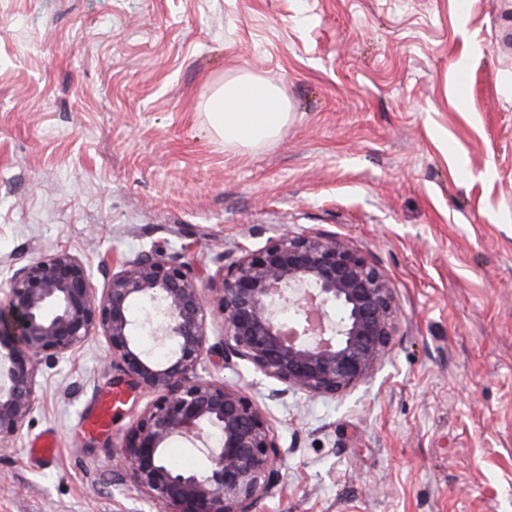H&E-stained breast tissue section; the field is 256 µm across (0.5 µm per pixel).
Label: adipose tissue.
I'll return each instance as SVG.
<instances>
[{
  "instance_id": "1",
  "label": "adipose tissue",
  "mask_w": 512,
  "mask_h": 512,
  "mask_svg": "<svg viewBox=\"0 0 512 512\" xmlns=\"http://www.w3.org/2000/svg\"><path fill=\"white\" fill-rule=\"evenodd\" d=\"M289 118L282 91L247 73L225 81L210 103L213 130L223 135L225 144L237 148H251L275 139Z\"/></svg>"
}]
</instances>
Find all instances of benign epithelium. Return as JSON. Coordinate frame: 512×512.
Returning a JSON list of instances; mask_svg holds the SVG:
<instances>
[{"instance_id":"obj_1","label":"benign epithelium","mask_w":512,"mask_h":512,"mask_svg":"<svg viewBox=\"0 0 512 512\" xmlns=\"http://www.w3.org/2000/svg\"><path fill=\"white\" fill-rule=\"evenodd\" d=\"M224 260L209 299L194 265L158 251L112 273L98 299L86 265L67 251L15 269L0 299V447L36 406L38 365L100 335L116 381L152 396L121 446L122 480L161 512H257L283 479L287 451L247 391L198 373L215 349L208 318L221 322L224 362L244 360L288 391L336 396L373 378L400 309L385 272L336 233L285 228ZM146 301L159 319L138 323L131 310ZM146 329L172 344L163 358L141 346ZM210 435L206 470L166 461L174 440Z\"/></svg>"}]
</instances>
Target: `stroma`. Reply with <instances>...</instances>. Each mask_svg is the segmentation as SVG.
<instances>
[{
  "instance_id": "stroma-1",
  "label": "stroma",
  "mask_w": 512,
  "mask_h": 512,
  "mask_svg": "<svg viewBox=\"0 0 512 512\" xmlns=\"http://www.w3.org/2000/svg\"><path fill=\"white\" fill-rule=\"evenodd\" d=\"M241 73L292 114L225 145L207 112ZM350 238L391 279L389 356L337 397L247 387L289 448L259 512H512V0H0V289L65 250L95 291L138 255L197 268L282 225ZM93 336L42 362L0 450V512H158L112 475L148 397L112 392ZM49 436L56 458H33Z\"/></svg>"
}]
</instances>
